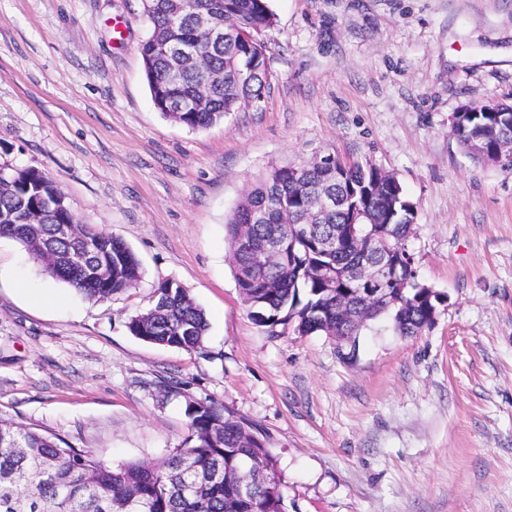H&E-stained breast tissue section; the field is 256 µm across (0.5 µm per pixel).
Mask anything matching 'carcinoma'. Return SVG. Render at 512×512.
<instances>
[{
	"mask_svg": "<svg viewBox=\"0 0 512 512\" xmlns=\"http://www.w3.org/2000/svg\"><path fill=\"white\" fill-rule=\"evenodd\" d=\"M168 4L169 0H143L150 35L139 51L158 111L190 129H204L239 111L246 99L264 98L270 71L260 35L275 23L268 0H192L193 10L209 13L214 24L227 33L211 48L207 66L219 75V81L209 88L202 107L196 103L203 81L200 69L183 61L175 81L170 75L173 62L156 53V46L168 41L202 38L188 15L172 26ZM509 122L512 112H486L475 104L451 131L463 147L481 139L490 149L495 135ZM304 176L315 188L329 186L342 194L346 206L315 225L307 237L288 239L282 209L300 216L308 199L294 188V167L272 168L249 192L248 201L265 208L266 218L251 226L247 242H240L242 226L248 223L246 207L237 206L227 219L234 275L256 325L272 330L293 320L295 331L302 336H343L348 330L336 324V297L349 294L351 284L342 273L380 245L376 232L386 233L402 257L405 274L418 282L414 258L404 246L414 224V206L401 183L382 179L380 168L370 164L335 160L308 167ZM57 191L55 183L35 168H1L0 236L27 249L33 240L42 239L58 252H77V241L55 237L53 225L70 220L66 209L51 207ZM34 212L44 213L46 223L34 227L17 223ZM84 234L99 241L98 252L85 263L112 264L109 283L85 279L79 267L60 272L45 266L43 271L90 300L135 287L140 264L127 244L91 224L84 225ZM273 237L289 240L285 263L253 268L252 249ZM330 238L337 241L336 252L331 254L322 248ZM155 295L150 308L129 318V331L149 343L190 352L203 349L208 322L186 289L163 280L156 285ZM442 297L438 292L429 300L414 286L396 304L368 311L366 322L388 314L397 334L416 336L432 324ZM224 413L211 400L189 405L187 435L161 463L130 461L116 467L53 433L1 419L0 512H286L282 479L265 439L243 421L228 422ZM247 462L253 463L252 491L243 496L238 490V471Z\"/></svg>",
	"mask_w": 512,
	"mask_h": 512,
	"instance_id": "carcinoma-1",
	"label": "carcinoma"
}]
</instances>
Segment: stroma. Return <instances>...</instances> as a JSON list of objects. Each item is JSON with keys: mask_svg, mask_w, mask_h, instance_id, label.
I'll list each match as a JSON object with an SVG mask.
<instances>
[{"mask_svg": "<svg viewBox=\"0 0 512 512\" xmlns=\"http://www.w3.org/2000/svg\"><path fill=\"white\" fill-rule=\"evenodd\" d=\"M269 7L263 101L193 130L152 102L142 0H0V168L45 173L142 272L89 300L0 237V419L115 466L163 459L212 400L267 438L288 512H512V172L450 132L461 105L512 103V0ZM328 154L414 204L405 245L446 296L419 335L381 318L342 354L251 320L226 219L270 167ZM166 279L204 310V350L129 332Z\"/></svg>", "mask_w": 512, "mask_h": 512, "instance_id": "obj_1", "label": "stroma"}]
</instances>
